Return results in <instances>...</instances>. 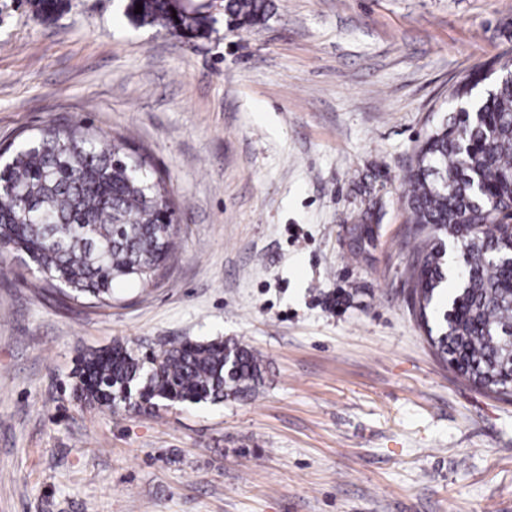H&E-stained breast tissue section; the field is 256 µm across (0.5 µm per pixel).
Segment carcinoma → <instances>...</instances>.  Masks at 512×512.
Instances as JSON below:
<instances>
[{
    "mask_svg": "<svg viewBox=\"0 0 512 512\" xmlns=\"http://www.w3.org/2000/svg\"><path fill=\"white\" fill-rule=\"evenodd\" d=\"M142 13L136 14V4ZM45 18L65 0H36ZM268 0H224L237 27L265 19ZM137 25L206 32L205 17L177 0H127ZM494 64L509 78L485 94L474 90L482 68L465 75L450 111L415 151L407 180L414 247L409 261L416 316L435 354L475 387L496 393L512 380V54ZM169 190L146 156L81 122L31 129L0 153V255L20 251L41 279L100 306L116 285L148 284L175 251L179 228ZM458 253V287L442 304L447 241ZM261 356L232 340H186L140 356L132 344L82 356L75 394L89 406L139 411L161 403L222 402L251 393L262 380Z\"/></svg>",
    "mask_w": 512,
    "mask_h": 512,
    "instance_id": "cac0c4a2",
    "label": "carcinoma"
}]
</instances>
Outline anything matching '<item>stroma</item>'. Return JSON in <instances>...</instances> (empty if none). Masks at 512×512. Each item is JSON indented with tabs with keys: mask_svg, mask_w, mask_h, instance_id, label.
<instances>
[{
	"mask_svg": "<svg viewBox=\"0 0 512 512\" xmlns=\"http://www.w3.org/2000/svg\"><path fill=\"white\" fill-rule=\"evenodd\" d=\"M512 50V0H270L204 36L123 0L54 20L0 0V144L80 121L166 177L181 227L111 306L0 258V512H512V401L440 361L412 310L404 206L451 87ZM133 341L257 350L256 391L113 413L81 357Z\"/></svg>",
	"mask_w": 512,
	"mask_h": 512,
	"instance_id": "1",
	"label": "stroma"
}]
</instances>
